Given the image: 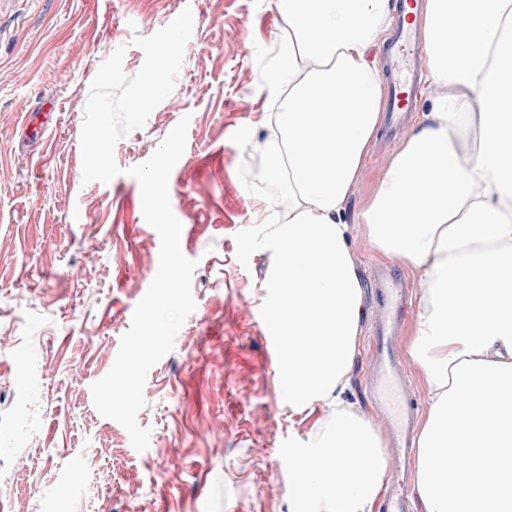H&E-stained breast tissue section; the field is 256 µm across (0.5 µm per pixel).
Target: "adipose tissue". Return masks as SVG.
Masks as SVG:
<instances>
[{
    "instance_id": "1",
    "label": "adipose tissue",
    "mask_w": 512,
    "mask_h": 512,
    "mask_svg": "<svg viewBox=\"0 0 512 512\" xmlns=\"http://www.w3.org/2000/svg\"><path fill=\"white\" fill-rule=\"evenodd\" d=\"M279 49L256 95L265 330L281 344L296 512H376L389 458L350 399L364 310L363 235L421 291L408 351L429 384L417 440L421 512H512V0H425L418 128L357 214L382 119L391 0H274ZM455 38H448V27ZM455 450L458 465L445 463Z\"/></svg>"
}]
</instances>
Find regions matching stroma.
Wrapping results in <instances>:
<instances>
[{
	"mask_svg": "<svg viewBox=\"0 0 512 512\" xmlns=\"http://www.w3.org/2000/svg\"><path fill=\"white\" fill-rule=\"evenodd\" d=\"M193 33L174 89L116 145L121 175L82 181L90 84L183 10ZM272 0H0V500L10 512H295L289 422L265 331L262 194L242 126L258 122L260 65L277 44ZM169 177L196 303L154 365L137 415L150 443L101 416L91 386L159 266L138 181L182 118Z\"/></svg>",
	"mask_w": 512,
	"mask_h": 512,
	"instance_id": "stroma-1",
	"label": "stroma"
}]
</instances>
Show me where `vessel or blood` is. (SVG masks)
Instances as JSON below:
<instances>
[{
	"instance_id": "1",
	"label": "vessel or blood",
	"mask_w": 512,
	"mask_h": 512,
	"mask_svg": "<svg viewBox=\"0 0 512 512\" xmlns=\"http://www.w3.org/2000/svg\"><path fill=\"white\" fill-rule=\"evenodd\" d=\"M418 7L417 0H407L405 9L397 14L389 43L386 125L392 133L406 129L418 102L421 45L412 15ZM372 286L377 302L370 356L372 373L367 381V391L380 422L391 438L392 446L387 454L394 467L383 501V512H407V493L402 475L413 461L418 406L397 334L410 312L411 286L392 269L376 270Z\"/></svg>"
}]
</instances>
